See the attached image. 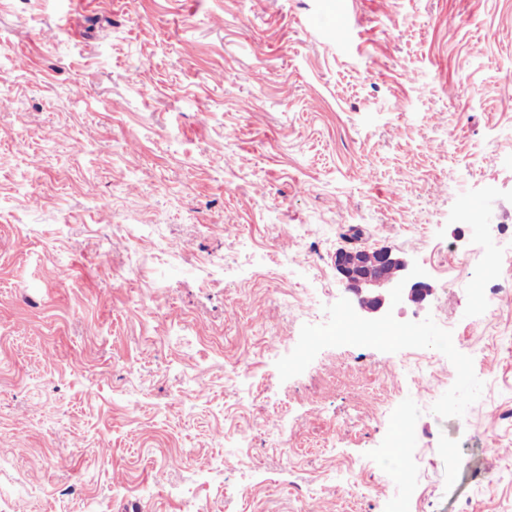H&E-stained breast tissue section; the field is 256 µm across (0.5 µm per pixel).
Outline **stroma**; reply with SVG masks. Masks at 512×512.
I'll return each mask as SVG.
<instances>
[{
	"label": "stroma",
	"instance_id": "35a3bbf8",
	"mask_svg": "<svg viewBox=\"0 0 512 512\" xmlns=\"http://www.w3.org/2000/svg\"><path fill=\"white\" fill-rule=\"evenodd\" d=\"M343 246L430 285L391 336ZM492 251L512 0H0L11 512H512Z\"/></svg>",
	"mask_w": 512,
	"mask_h": 512
}]
</instances>
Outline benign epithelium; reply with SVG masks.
Listing matches in <instances>:
<instances>
[{
	"label": "benign epithelium",
	"instance_id": "1",
	"mask_svg": "<svg viewBox=\"0 0 512 512\" xmlns=\"http://www.w3.org/2000/svg\"><path fill=\"white\" fill-rule=\"evenodd\" d=\"M334 265L346 289L356 297L359 311L367 314H376L400 298V293L390 284L401 278L408 267L389 248L370 251L339 248L334 253Z\"/></svg>",
	"mask_w": 512,
	"mask_h": 512
}]
</instances>
